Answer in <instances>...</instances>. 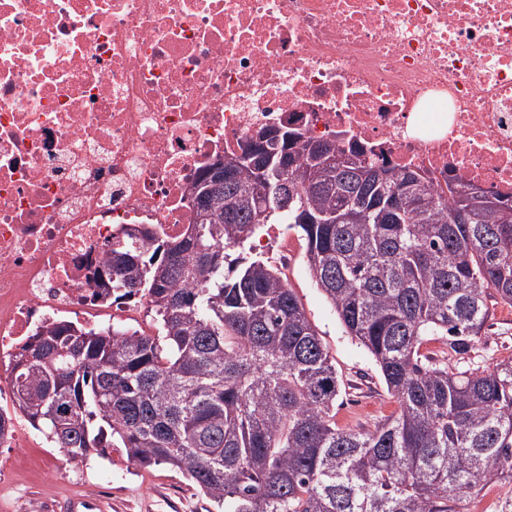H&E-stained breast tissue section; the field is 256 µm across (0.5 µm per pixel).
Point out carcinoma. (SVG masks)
Wrapping results in <instances>:
<instances>
[{
	"mask_svg": "<svg viewBox=\"0 0 512 512\" xmlns=\"http://www.w3.org/2000/svg\"><path fill=\"white\" fill-rule=\"evenodd\" d=\"M273 202L242 170L193 184L179 239L126 231L97 283L148 297L157 333L52 323L11 355L15 409L69 457L123 448L179 470L224 512H466L512 485V363L453 371L496 295L512 307V204L439 185L417 167L315 162L296 129L271 130ZM266 224L305 240L306 264L346 333L373 357L398 410L372 431L336 424L340 380L292 289L245 250Z\"/></svg>",
	"mask_w": 512,
	"mask_h": 512,
	"instance_id": "obj_1",
	"label": "carcinoma"
}]
</instances>
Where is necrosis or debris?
I'll use <instances>...</instances> for the list:
<instances>
[{
  "instance_id": "4bbe7bcc",
  "label": "necrosis or debris",
  "mask_w": 512,
  "mask_h": 512,
  "mask_svg": "<svg viewBox=\"0 0 512 512\" xmlns=\"http://www.w3.org/2000/svg\"><path fill=\"white\" fill-rule=\"evenodd\" d=\"M258 127L512 200V0H0V354L114 300L127 229L183 236Z\"/></svg>"
}]
</instances>
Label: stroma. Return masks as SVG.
<instances>
[{
  "label": "stroma",
  "instance_id": "obj_1",
  "mask_svg": "<svg viewBox=\"0 0 512 512\" xmlns=\"http://www.w3.org/2000/svg\"><path fill=\"white\" fill-rule=\"evenodd\" d=\"M258 252L278 267L303 305L342 380L336 401L338 426L360 432L373 430L397 407L370 353L349 336L328 304L305 263V243L292 237L281 249L266 230L256 234ZM492 317L485 332L465 351L446 359V337L426 342L420 352L433 364L451 363L459 370H489L512 361V307L490 300ZM26 436L24 461L9 474L0 490V512H62L63 504L79 501L90 512H217L215 503L166 464L143 468L128 461L124 449L94 451L84 468L63 471L61 449L48 447L42 433L19 419Z\"/></svg>",
  "mask_w": 512,
  "mask_h": 512
}]
</instances>
